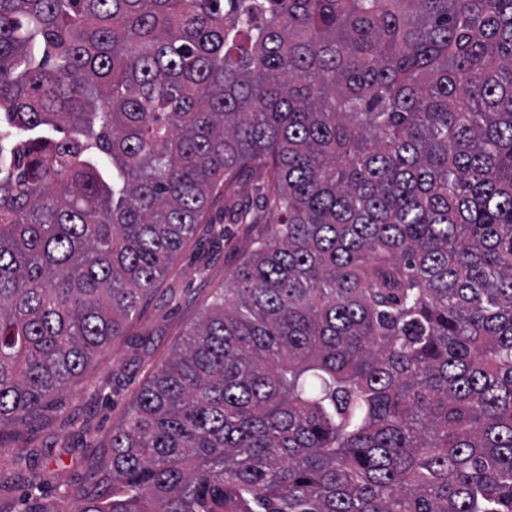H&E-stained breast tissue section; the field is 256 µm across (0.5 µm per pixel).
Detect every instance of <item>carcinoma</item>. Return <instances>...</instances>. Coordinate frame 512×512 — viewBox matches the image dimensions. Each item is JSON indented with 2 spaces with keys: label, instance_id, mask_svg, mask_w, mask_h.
<instances>
[{
  "label": "carcinoma",
  "instance_id": "1",
  "mask_svg": "<svg viewBox=\"0 0 512 512\" xmlns=\"http://www.w3.org/2000/svg\"><path fill=\"white\" fill-rule=\"evenodd\" d=\"M257 171L75 512H512V0H0V425ZM263 181V176L257 173L249 180L237 185L234 197L237 207L248 209L251 215L261 217V219L263 213L258 210V199L263 187Z\"/></svg>",
  "mask_w": 512,
  "mask_h": 512
}]
</instances>
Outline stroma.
Returning a JSON list of instances; mask_svg holds the SVG:
<instances>
[{
  "label": "stroma",
  "mask_w": 512,
  "mask_h": 512,
  "mask_svg": "<svg viewBox=\"0 0 512 512\" xmlns=\"http://www.w3.org/2000/svg\"><path fill=\"white\" fill-rule=\"evenodd\" d=\"M256 234L215 205L110 350L33 417L0 426V506L6 512H74L110 457L112 430L185 332L252 251Z\"/></svg>",
  "instance_id": "stroma-1"
}]
</instances>
